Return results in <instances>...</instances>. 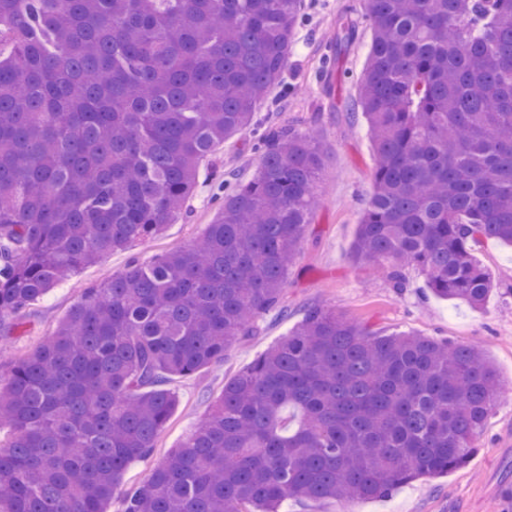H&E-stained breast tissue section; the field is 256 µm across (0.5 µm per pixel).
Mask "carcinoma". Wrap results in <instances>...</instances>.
Returning a JSON list of instances; mask_svg holds the SVG:
<instances>
[{"label": "carcinoma", "instance_id": "obj_1", "mask_svg": "<svg viewBox=\"0 0 512 512\" xmlns=\"http://www.w3.org/2000/svg\"><path fill=\"white\" fill-rule=\"evenodd\" d=\"M355 107L374 190L353 244L392 288L420 271L483 308L474 243L512 244V0H362ZM303 0H0V314L133 242L192 198L199 163L254 132ZM202 239L88 290L0 389V512H105L176 409L166 388L281 307L318 206L319 141L257 136ZM503 391L474 345L382 333L313 307L224 384L123 512L344 507L464 467Z\"/></svg>", "mask_w": 512, "mask_h": 512}]
</instances>
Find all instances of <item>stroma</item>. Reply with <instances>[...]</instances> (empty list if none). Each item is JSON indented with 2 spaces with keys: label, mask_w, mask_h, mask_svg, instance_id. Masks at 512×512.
I'll use <instances>...</instances> for the list:
<instances>
[{
  "label": "stroma",
  "mask_w": 512,
  "mask_h": 512,
  "mask_svg": "<svg viewBox=\"0 0 512 512\" xmlns=\"http://www.w3.org/2000/svg\"><path fill=\"white\" fill-rule=\"evenodd\" d=\"M306 3L307 20L295 34L288 62L287 83L293 91L281 100L265 102L256 115L264 129L287 127L320 135L323 165L317 193L321 204L288 269L284 291L288 312L264 315L257 334L245 347H230L223 361L192 377L170 380L168 387L180 404L157 437L153 454L130 464L122 486L137 485L192 431L226 382L292 332L308 306L318 305L375 330L409 329L478 346L495 365L504 392L488 417L478 451L465 467L442 477L416 480L387 498L356 502L347 511L334 502L315 505L290 498L281 512H512V244L484 240L474 246L476 261L494 284L479 310L435 297L413 269L407 272L408 288L400 294L384 280H371L369 269L354 260L352 246L361 202L372 192L375 157L367 123L351 106L371 34L361 18V0ZM342 15L354 22L358 35L342 48L333 71L319 75L320 59L329 50L336 20ZM257 161L252 134L224 142L200 163L190 214L174 217L163 237L105 255L18 313L1 315L0 386L7 384L15 361L51 336L83 301L86 288L122 273L132 257L147 262L202 236L217 212L211 202L213 182L229 170L249 177Z\"/></svg>",
  "instance_id": "1"
}]
</instances>
